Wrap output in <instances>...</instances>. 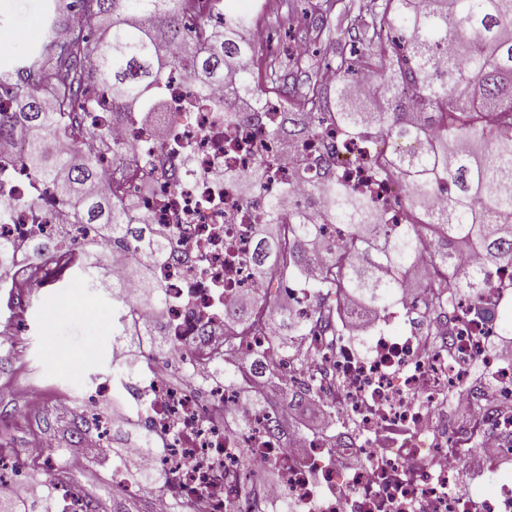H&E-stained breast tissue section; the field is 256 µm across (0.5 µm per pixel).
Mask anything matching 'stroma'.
I'll use <instances>...</instances> for the list:
<instances>
[{
  "label": "stroma",
  "mask_w": 512,
  "mask_h": 512,
  "mask_svg": "<svg viewBox=\"0 0 512 512\" xmlns=\"http://www.w3.org/2000/svg\"><path fill=\"white\" fill-rule=\"evenodd\" d=\"M320 0H268L261 25L277 31L275 57L287 59L295 44H305L308 61L302 69H284V81L305 89L318 67L331 58L350 35L345 24H337L333 40L314 42L313 23ZM45 0H0V45L11 53H0V71L11 68L15 57L39 44L38 23ZM112 346V304L101 292L86 288L81 278L34 289L25 329L0 330V437L14 447H24L25 429L12 423V414L25 403L26 379L22 366L40 369L51 379L65 381L75 362L87 361L90 371L106 368Z\"/></svg>",
  "instance_id": "stroma-1"
}]
</instances>
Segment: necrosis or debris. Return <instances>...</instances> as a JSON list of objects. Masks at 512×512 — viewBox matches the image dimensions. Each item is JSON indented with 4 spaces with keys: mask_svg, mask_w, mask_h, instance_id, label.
<instances>
[{
    "mask_svg": "<svg viewBox=\"0 0 512 512\" xmlns=\"http://www.w3.org/2000/svg\"><path fill=\"white\" fill-rule=\"evenodd\" d=\"M231 99L220 89L197 99L186 75L174 71L152 126L101 131L122 149L120 163L103 161L102 182L128 171L133 217L170 232L169 250L153 267L166 293L162 313L137 305L126 257L113 252L104 260L106 279H126L137 323L162 320L171 341L168 355L147 360L129 389L130 412L165 443L133 463L165 477L156 512H512V347L501 350L499 336V319L512 310L511 265L494 270L480 296L459 294L434 307L414 283L422 275L447 278L448 270L425 248L393 306L360 309L337 296L335 335L316 337L318 355H305L296 373L279 371L276 383L316 381L308 405L326 420L319 431L257 407L255 397L270 390L266 380L250 376L228 387L215 375L209 357L230 329L225 309L256 294L251 257L267 200L278 199L286 215L318 213L297 171L329 164L383 222L405 223L402 183L382 177L373 161L415 148L384 134L356 137L329 114L318 116L315 136L294 145L268 133L286 107L282 98L253 100L234 123L225 119ZM145 154L153 175L143 180L133 171ZM20 155V144L0 140V207L11 212L0 238L16 252L6 281L19 304L32 288L31 271L49 279L59 272L33 245L64 238L80 247L96 237L95 228L71 224L67 208L48 204L46 187L22 168ZM254 169L268 176L248 196L228 173ZM116 395L111 381L90 379L80 365L60 385L33 375L28 406L43 411L50 397L66 399L94 432L57 460L39 433L26 447L1 446L0 483L30 503L45 490L33 469L82 473L99 458V434L113 422L97 407Z\"/></svg>",
    "mask_w": 512,
    "mask_h": 512,
    "instance_id": "obj_1",
    "label": "necrosis or debris"
}]
</instances>
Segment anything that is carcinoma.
<instances>
[{"instance_id":"1","label":"carcinoma","mask_w":512,"mask_h":512,"mask_svg":"<svg viewBox=\"0 0 512 512\" xmlns=\"http://www.w3.org/2000/svg\"><path fill=\"white\" fill-rule=\"evenodd\" d=\"M93 14L98 39L76 22L73 2ZM341 0H322L315 33L328 28V19L350 17L355 39L363 49H342L328 66L336 70V97L323 101L319 83L301 92L288 90L279 63H267L268 82L291 97L300 112H331L336 124L353 134L370 138L378 134L416 138L420 150L388 162V173L404 182L403 205L419 223L393 229L382 222L372 202L348 190L330 171L317 173L307 184L311 198L325 201L324 220L345 228L343 235L320 242L322 224L297 215L283 224L280 205L267 203L269 223L258 234L254 275L264 283L273 268L295 273L312 263L323 265L320 280L311 287L316 304L315 323L328 329L336 314L328 300L341 292L361 308H384L402 289L400 276L420 250L433 247V262L455 267L460 254L474 245L483 250L485 262L472 268L456 267L454 281L425 279L418 288L429 291L428 302L438 304L447 289L475 296L486 287L490 273L512 265V246L504 239L512 226V0H363L349 13ZM199 0H51L44 18L42 42L17 60L13 69L0 72V89L12 86L11 106L0 107V138L22 142L21 164L38 181L51 187L49 202L70 208L75 224H94L108 246L129 254L141 306L161 311L165 290L153 279L151 269L168 246L169 231L152 224L134 223L126 204L116 199L121 184L95 188L105 152L118 149L89 137L83 113L89 106L88 86L98 84L109 101L116 121H130L150 109L163 91L164 79L179 68L187 74L192 90L200 95L224 86V71L238 66L236 82L225 90L242 96L252 93L250 72L240 61L253 54L244 37L252 15L226 10L210 26L203 17L193 37H183L182 21L195 14ZM65 24L71 34L59 44L51 28ZM68 82L50 97L32 96L15 81L49 85L57 76ZM363 81L380 88L383 101L375 112H354L343 89ZM415 88L412 99L404 86ZM448 182V211L437 213L430 204L431 186ZM61 267L73 266L88 276L87 287L112 298V344L127 347L130 358L112 362V379L121 381L138 369L145 345L163 356L169 342L161 321L134 326L123 285L98 279L103 256L93 246L75 252L64 245L56 253ZM388 267L394 277L383 280L378 271ZM227 322L263 345L248 368L236 360L238 342L224 337V363L215 364L224 384L236 382L247 369L255 376L275 381L278 364L310 338V320L280 310L263 288L250 304L224 312ZM160 439L144 435L132 420L112 429V445L102 449L94 464L118 469L130 448L156 451ZM159 473H128L126 485L160 490ZM21 512H55L53 489Z\"/></svg>"}]
</instances>
